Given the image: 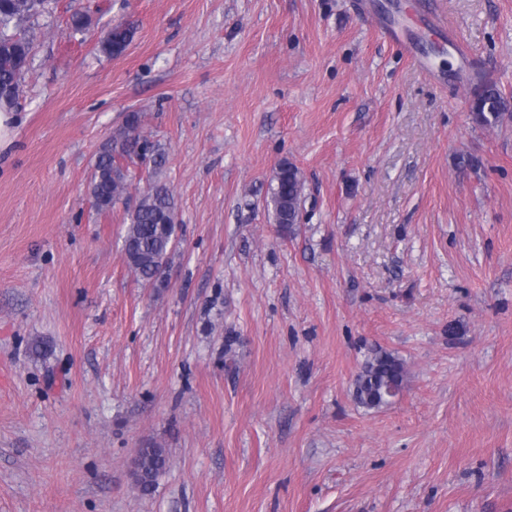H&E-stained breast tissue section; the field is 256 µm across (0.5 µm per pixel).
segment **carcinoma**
Instances as JSON below:
<instances>
[{
    "mask_svg": "<svg viewBox=\"0 0 512 512\" xmlns=\"http://www.w3.org/2000/svg\"><path fill=\"white\" fill-rule=\"evenodd\" d=\"M48 0H0V108H9L19 96L26 68L20 66L31 52L33 35L22 26L45 9ZM132 38V30L114 26L100 32L101 49L112 57L120 56ZM472 120L480 126H496L505 116H512V106L498 85L478 80L469 101ZM152 155L154 166L163 161L161 149L151 145L142 135V115L130 112L123 124L100 150L89 182L95 208L110 211L128 198L131 174L128 163ZM301 170L293 163L278 165L269 186L267 206L276 224L299 223L304 191ZM139 197L129 210V224L124 236V256L128 268L140 281L153 284L161 279L159 260L169 258L174 249L177 218L175 200L170 188L153 181L138 190ZM404 365L393 354L377 349L366 359L354 382L356 403L367 409L390 402V391L401 389ZM141 490L147 492L158 475L166 469L168 455L160 446L138 449Z\"/></svg>",
    "mask_w": 512,
    "mask_h": 512,
    "instance_id": "carcinoma-1",
    "label": "carcinoma"
}]
</instances>
